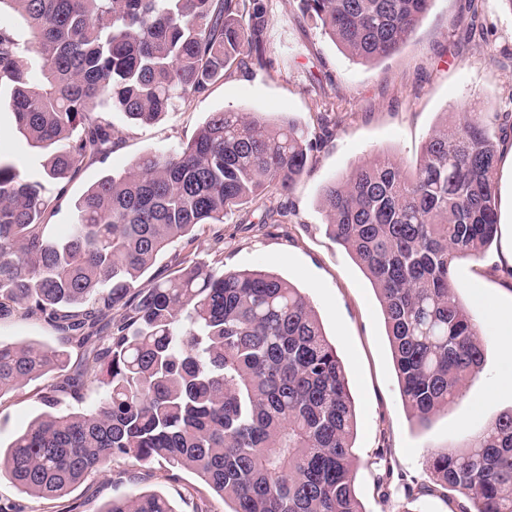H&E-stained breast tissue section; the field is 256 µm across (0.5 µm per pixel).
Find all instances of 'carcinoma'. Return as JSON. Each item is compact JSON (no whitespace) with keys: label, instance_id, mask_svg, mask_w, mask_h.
Here are the masks:
<instances>
[{"label":"carcinoma","instance_id":"1","mask_svg":"<svg viewBox=\"0 0 512 512\" xmlns=\"http://www.w3.org/2000/svg\"><path fill=\"white\" fill-rule=\"evenodd\" d=\"M343 52L366 64L396 52L432 0H299ZM0 85L16 125L44 152L47 183L0 158V319L39 318L83 350L0 342V398L53 378L36 417L7 449L0 478L59 500L116 457L194 471L231 512H364L355 493L357 413L345 367L310 301L259 270L197 261L196 227L246 205L261 226L305 172L315 142L294 121L210 115L194 139L141 156L94 184L63 237L43 222L50 183L104 163L109 112L151 123L236 67L265 66L263 0H0ZM41 74L31 81L29 68ZM499 140L479 113L437 125L408 172L385 155L322 192L327 231L373 284L402 401L425 426L463 398L485 343L456 293L462 258L498 230ZM173 254L174 275L138 281ZM98 400L81 407L86 390ZM65 398L79 408L58 409ZM461 512H512V410L428 457ZM103 512H175L157 493Z\"/></svg>","mask_w":512,"mask_h":512}]
</instances>
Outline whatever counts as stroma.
Listing matches in <instances>:
<instances>
[{"label": "stroma", "instance_id": "1", "mask_svg": "<svg viewBox=\"0 0 512 512\" xmlns=\"http://www.w3.org/2000/svg\"><path fill=\"white\" fill-rule=\"evenodd\" d=\"M268 23L262 32L266 65L233 69L199 97L175 106L150 124L132 123L112 112L116 145L105 164L82 167L53 204L49 223L75 221V203L103 176L125 171L142 155L178 148L197 134L211 113L249 112L267 123L294 120L309 133L322 117L334 125L314 152L306 173L286 202L282 224L258 229L249 210L225 224L196 231L197 260L222 258L225 269H259L289 281L312 302L346 369L358 428L356 489L365 512H459L461 497L434 485L426 462L431 450L459 441L512 409V393L488 397L489 381L505 367L501 339L486 326L485 305L512 309V273L503 266V237L512 230V12L499 0H433L409 40L394 55L364 64L342 52L298 9L297 0H264ZM478 19L483 35L470 34ZM467 108L488 115L500 132L497 208L500 238L476 261L455 271L462 302L481 321L485 362L464 398L436 414L428 426L412 421L402 404L397 375L376 290L360 266L326 232L321 207L324 185L351 167L384 153L413 166L422 143L446 114ZM10 87L0 88V156L29 178L44 179V157L16 129ZM0 341L60 347L43 321L0 319ZM46 384L35 381L0 398V445L16 435L46 406ZM384 462H376V454ZM156 493L175 512H230L194 473L169 477L164 465L130 459L112 464L76 485L59 500L27 496L0 480V504L22 512H102L112 497Z\"/></svg>", "mask_w": 512, "mask_h": 512}]
</instances>
